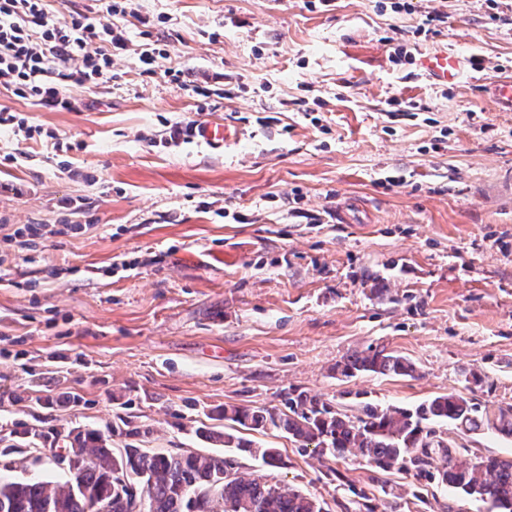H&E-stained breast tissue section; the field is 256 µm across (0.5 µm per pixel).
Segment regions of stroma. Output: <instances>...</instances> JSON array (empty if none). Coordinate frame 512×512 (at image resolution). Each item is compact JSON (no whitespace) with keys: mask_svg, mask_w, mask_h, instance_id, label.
I'll use <instances>...</instances> for the list:
<instances>
[{"mask_svg":"<svg viewBox=\"0 0 512 512\" xmlns=\"http://www.w3.org/2000/svg\"><path fill=\"white\" fill-rule=\"evenodd\" d=\"M391 2L133 0L114 20L128 49L112 81L70 89L75 110L0 89L41 131L0 139V439L30 431L0 476L65 481L44 454L61 427L118 450L213 453L223 407L291 389L350 415L450 392L512 407V108L486 90L512 76V0ZM433 12L445 23L420 34ZM155 41L168 54L147 74ZM447 48L481 66L439 87L415 60ZM215 119L223 147L168 140ZM56 136L76 150L57 156ZM370 346L414 376L336 374ZM434 429L453 455H512L490 428ZM236 434L282 459L239 454L240 471L326 512H486L403 470L302 453L277 429Z\"/></svg>","mask_w":512,"mask_h":512,"instance_id":"obj_1","label":"stroma"}]
</instances>
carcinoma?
<instances>
[{"label":"carcinoma","mask_w":512,"mask_h":512,"mask_svg":"<svg viewBox=\"0 0 512 512\" xmlns=\"http://www.w3.org/2000/svg\"><path fill=\"white\" fill-rule=\"evenodd\" d=\"M345 377L370 373L409 376L414 364L386 348L353 351L337 365ZM283 409L224 407V419L255 431L279 429L313 454L337 458L354 454L382 469L414 471L416 478L436 479L488 505V512H512V457L476 460L452 456L447 445L430 439L423 422H457L477 428L478 407L448 393L415 411L366 403L351 417L305 392L281 395ZM493 428L512 437V409L498 410ZM73 436L71 448L89 461L77 476L62 484L0 478V512H129L130 491L144 495V512H325L315 497L259 474H243L235 460L220 454H152L138 448L119 452L94 430ZM209 439L262 459L271 468L281 464L275 448H254L226 432Z\"/></svg>","instance_id":"cac0c4a2"}]
</instances>
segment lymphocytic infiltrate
I'll list each match as a JSON object with an SVG mask.
<instances>
[{
	"mask_svg": "<svg viewBox=\"0 0 512 512\" xmlns=\"http://www.w3.org/2000/svg\"><path fill=\"white\" fill-rule=\"evenodd\" d=\"M129 0H98L63 17L47 0H0V88L49 108L74 109L70 86L110 82L112 55L127 38L112 19Z\"/></svg>",
	"mask_w": 512,
	"mask_h": 512,
	"instance_id": "lymphocytic-infiltrate-1",
	"label": "lymphocytic infiltrate"
}]
</instances>
